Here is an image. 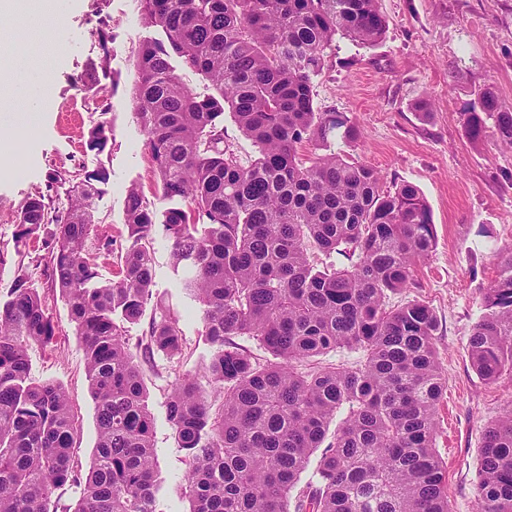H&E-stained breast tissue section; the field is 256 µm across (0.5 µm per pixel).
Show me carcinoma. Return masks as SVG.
Returning a JSON list of instances; mask_svg holds the SVG:
<instances>
[{"label": "carcinoma", "instance_id": "carcinoma-1", "mask_svg": "<svg viewBox=\"0 0 512 512\" xmlns=\"http://www.w3.org/2000/svg\"><path fill=\"white\" fill-rule=\"evenodd\" d=\"M140 4L142 22L162 38L139 48L135 117L170 207L157 213L131 187L129 246L115 257L112 240L96 234L104 169L57 170L66 202L33 195L21 205L17 242L49 237L47 268L82 343L98 441L88 469H75L78 427L64 389L29 378L28 349L50 342L55 324L20 267L0 301V512H57L55 492L70 484L83 486L73 512H157L152 418L123 325L151 304L143 357L181 351L179 317L152 301L158 224L182 287L202 305L213 346L205 376L222 395L213 409L187 374L169 397L168 420L189 457V512H450L434 448L447 388L437 317L420 301L389 302L434 248L432 213L416 185L384 190L374 168L337 151L359 129L315 104L336 36L384 39L378 0ZM99 40L83 91L110 77L112 36ZM178 66L213 93L190 91ZM226 112L255 156L224 142ZM463 129L472 143L492 133L512 146V105L485 89L466 104ZM108 141L105 126L89 129L90 149ZM305 145L322 153L305 161ZM92 248L113 259L117 279L102 277ZM334 253L347 264L319 263ZM497 265L469 339L472 366L489 383L512 374L511 245ZM230 336L258 339L275 361L225 345ZM341 347L362 360L320 365ZM318 451L314 480L302 486ZM476 501L477 512H512V408L483 434Z\"/></svg>", "mask_w": 512, "mask_h": 512}]
</instances>
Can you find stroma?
<instances>
[{
	"instance_id": "35a3bbf8",
	"label": "stroma",
	"mask_w": 512,
	"mask_h": 512,
	"mask_svg": "<svg viewBox=\"0 0 512 512\" xmlns=\"http://www.w3.org/2000/svg\"><path fill=\"white\" fill-rule=\"evenodd\" d=\"M388 28L382 42L360 46L340 38L315 81V102L340 112L361 130L344 152L377 169L384 186L410 182L427 199L436 245L413 270V288L403 300L416 299L435 313L438 359L448 388L438 404L435 448L447 465L451 512H477L479 451L485 427L512 404V375L489 383L471 366V329L482 314L481 299L498 274L496 255L512 245V148L488 137L472 147L462 127L467 102L492 88L512 104V0H379ZM112 34L109 67L114 80H102L97 95L79 92L88 60L101 53L100 30ZM9 48L26 55L35 68L15 70L17 97L29 89L33 69L49 74L53 98L47 109L30 112L37 131L33 145H18L16 172L0 177V299L5 298L18 265L41 295L56 324L51 344L28 350L30 376L62 385L80 426L75 464L86 469L97 444L95 403L86 377L83 348L43 257L44 240L15 244L20 206L40 193L60 200L61 188L49 176L56 170L80 173L104 168L108 181L95 200L99 235L111 238L113 251L128 245L125 198L139 186L146 201L164 211L157 178L144 146L145 134L134 114L140 45L157 37L141 21L140 0H64L60 21L45 27L22 11L0 22ZM63 42V56L52 55L48 39ZM430 99L432 113L419 118L414 101ZM105 111H97V104ZM111 131L103 152L87 147L86 133L96 123ZM171 246L155 230L151 246L155 299L180 319L182 349L170 357L157 352L142 372L153 420L156 470L160 478L158 512H188L183 494L188 456L179 448L168 420L167 404L179 375H202L212 348L204 336L202 307L187 295L173 269Z\"/></svg>"
}]
</instances>
